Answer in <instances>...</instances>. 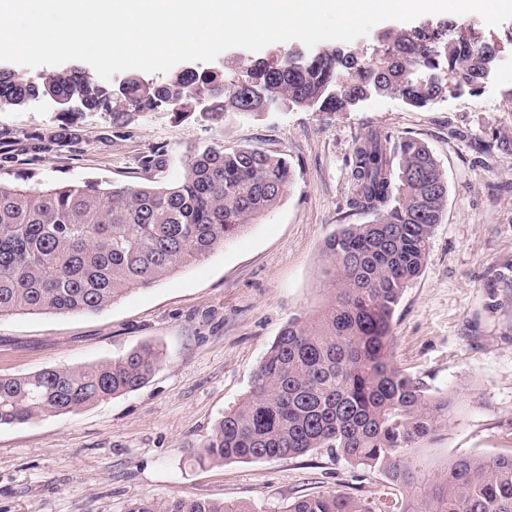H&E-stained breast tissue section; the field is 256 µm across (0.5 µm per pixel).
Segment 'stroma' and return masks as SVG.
Masks as SVG:
<instances>
[{"label": "stroma", "mask_w": 512, "mask_h": 512, "mask_svg": "<svg viewBox=\"0 0 512 512\" xmlns=\"http://www.w3.org/2000/svg\"><path fill=\"white\" fill-rule=\"evenodd\" d=\"M443 14L386 20L341 43L357 58L380 35L446 22ZM455 22L498 42V67L472 95L412 108L375 96L347 112L279 106L205 126L166 108L113 127L102 111L62 129L45 102L0 110V182L114 185L178 180L201 143L253 147L285 157L293 179L271 213L207 257L152 287L127 292L95 313L18 314L0 319V374L24 375L122 356L152 343L162 362L141 389L78 413L0 426V512H124L142 498L249 503L285 512L289 503L338 491L376 500L379 474L320 448L272 461L204 466L189 454L239 403L268 348L321 294L324 244L350 213L356 138L370 129L391 142H424L448 180V204L425 266L392 324L395 366L429 394L448 393L456 417L424 455L430 462L512 445V20L489 26L475 13Z\"/></svg>", "instance_id": "1"}]
</instances>
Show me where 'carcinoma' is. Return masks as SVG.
<instances>
[{
	"label": "carcinoma",
	"mask_w": 512,
	"mask_h": 512,
	"mask_svg": "<svg viewBox=\"0 0 512 512\" xmlns=\"http://www.w3.org/2000/svg\"><path fill=\"white\" fill-rule=\"evenodd\" d=\"M499 61L497 45L454 22L388 34L360 61L336 49H285L243 77L185 66L157 82L127 78L116 97L82 68L29 78L0 72V101L25 109L55 95L72 101L63 125L105 111L121 128L160 106L211 126L250 115L275 99L315 112H346L376 95L412 107L476 93ZM288 161L251 147L204 143L189 150L181 179L111 185L86 180L49 188L0 182V318L89 313L148 288L206 257L277 207L292 182ZM354 212L325 242L323 301L288 320L209 438L190 449L200 464L273 460L328 448L381 473L393 492L377 501L332 493L303 497L285 512H512V448L469 454L434 472L421 461L455 412V399L427 393L391 357L392 319L426 261L448 201L431 151L407 138L393 147L370 130L350 163ZM162 352L143 344L81 367L0 375V426L76 413L142 388ZM125 512H257L237 502L145 498Z\"/></svg>",
	"instance_id": "cac0c4a2"
}]
</instances>
